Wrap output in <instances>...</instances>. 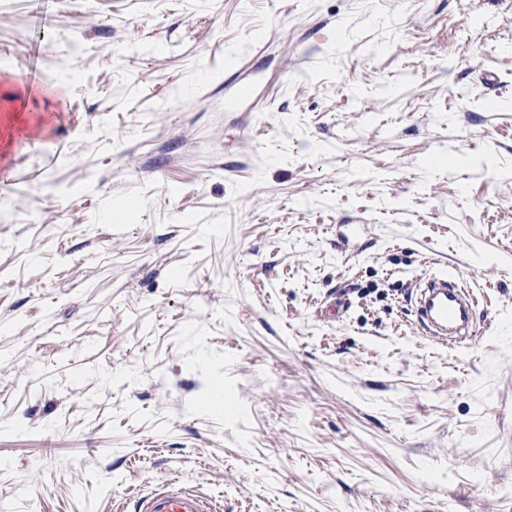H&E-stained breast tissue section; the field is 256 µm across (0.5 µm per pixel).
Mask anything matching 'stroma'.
<instances>
[{
  "instance_id": "35a3bbf8",
  "label": "stroma",
  "mask_w": 512,
  "mask_h": 512,
  "mask_svg": "<svg viewBox=\"0 0 512 512\" xmlns=\"http://www.w3.org/2000/svg\"><path fill=\"white\" fill-rule=\"evenodd\" d=\"M48 12L0 0V512L169 476L222 512H512V0ZM449 268L451 348L408 301Z\"/></svg>"
}]
</instances>
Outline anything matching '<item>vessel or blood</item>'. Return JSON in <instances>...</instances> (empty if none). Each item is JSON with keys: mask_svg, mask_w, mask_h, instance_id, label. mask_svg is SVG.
Masks as SVG:
<instances>
[{"mask_svg": "<svg viewBox=\"0 0 512 512\" xmlns=\"http://www.w3.org/2000/svg\"><path fill=\"white\" fill-rule=\"evenodd\" d=\"M444 273L430 280L417 299V322L421 329L440 343L456 345L476 335L472 321V298L464 296ZM215 503L204 494L175 480L157 483L134 505V512H215Z\"/></svg>", "mask_w": 512, "mask_h": 512, "instance_id": "1", "label": "vessel or blood"}]
</instances>
